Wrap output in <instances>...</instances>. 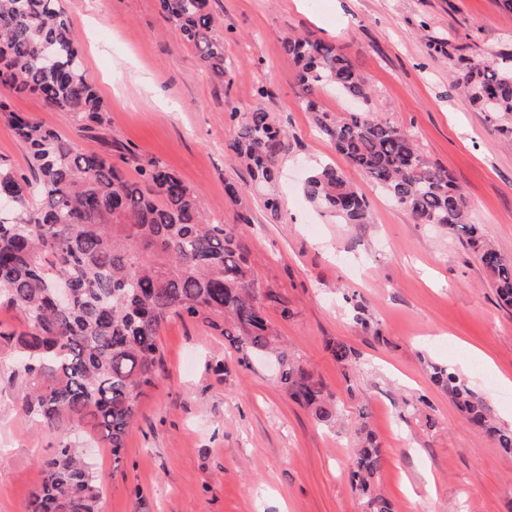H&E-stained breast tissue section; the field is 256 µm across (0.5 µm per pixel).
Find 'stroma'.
<instances>
[{
	"mask_svg": "<svg viewBox=\"0 0 512 512\" xmlns=\"http://www.w3.org/2000/svg\"><path fill=\"white\" fill-rule=\"evenodd\" d=\"M58 5L104 101L103 125L81 131L72 113L33 94L0 88V98L82 151L161 159L198 191L208 215L238 225L260 286L294 311L285 321L270 305L268 319L341 409L340 427L320 425L261 363L240 365L222 331L173 318L159 337L164 369L128 431L122 465L75 432L93 450L103 512H363L350 484V428L362 407L382 446L376 485L394 512H512V453L467 423L427 371L455 368L497 426L512 431V309L456 236L415 223L336 152L305 110L281 45L293 30L341 47L371 86V115L409 130L464 190L474 223L512 258V137L452 87L453 61L432 48L444 38L498 62L512 54V11L501 0H210L229 62L218 79L158 0ZM257 101L289 135L269 183L253 180L231 148L232 112ZM320 163L365 195L373 223L349 227L306 200L302 183ZM229 182L249 199V223L238 222ZM270 193L281 203L275 216L263 206ZM333 340L356 352L350 373L328 351ZM471 346L485 362L470 358ZM11 360L0 349V512H25L59 437L24 414Z\"/></svg>",
	"mask_w": 512,
	"mask_h": 512,
	"instance_id": "1",
	"label": "stroma"
}]
</instances>
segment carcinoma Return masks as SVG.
<instances>
[{
	"label": "carcinoma",
	"instance_id": "carcinoma-1",
	"mask_svg": "<svg viewBox=\"0 0 512 512\" xmlns=\"http://www.w3.org/2000/svg\"><path fill=\"white\" fill-rule=\"evenodd\" d=\"M57 0H0V86L38 95L51 109L104 123L105 108L87 79L76 32ZM209 0H159L162 14L195 47L202 65L222 78L224 39L214 35ZM296 67L306 110L320 132L354 169L362 172L418 224H439L465 242L496 289L512 307V260L471 223L466 195L448 171L428 161L401 125L365 110L335 115L316 101L334 88L366 104L370 89L352 60L310 33L282 39ZM453 86L498 130L512 135V55L491 67L459 56ZM0 116L27 148L34 180L0 163V306L24 314L27 329L0 331V347L14 352L11 381L23 391L22 407L36 426L59 433L55 452L41 461L43 478L29 494L27 512H102V492L84 449L70 432L91 428L112 451L115 466L141 398L160 379L158 338L173 316L224 327V337L247 365L272 355L277 387L322 425L336 424L334 392L313 370L288 354L266 314L265 302L291 311L280 296L261 291L235 227L207 217L196 190L158 160L140 162L131 152L126 176L106 153H85L61 132L0 100ZM288 137L258 105L242 118L232 148L253 177L273 179ZM317 209L345 224L373 223L366 197L331 165L315 169L303 186ZM69 288L64 307L59 284ZM328 349L342 370L355 351L334 341ZM442 387L473 426L512 450V432L494 426L491 409L448 367H432ZM357 453L351 471L364 512H394L374 479L382 467L381 444L359 409Z\"/></svg>",
	"mask_w": 512,
	"mask_h": 512
}]
</instances>
